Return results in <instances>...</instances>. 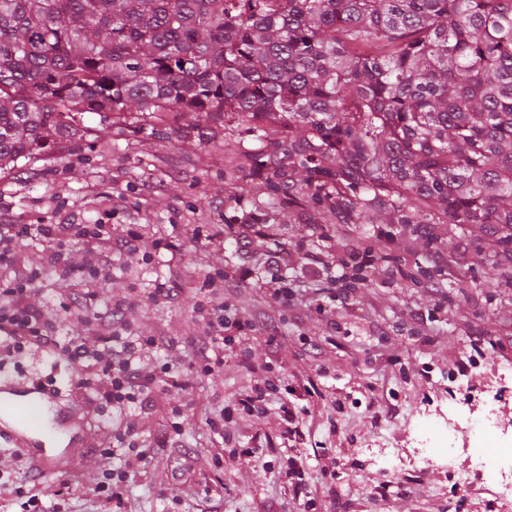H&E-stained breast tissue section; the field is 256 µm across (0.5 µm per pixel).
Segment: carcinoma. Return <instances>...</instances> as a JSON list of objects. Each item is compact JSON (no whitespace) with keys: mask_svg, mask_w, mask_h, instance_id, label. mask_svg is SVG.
Wrapping results in <instances>:
<instances>
[{"mask_svg":"<svg viewBox=\"0 0 512 512\" xmlns=\"http://www.w3.org/2000/svg\"><path fill=\"white\" fill-rule=\"evenodd\" d=\"M86 112L230 117L267 204L476 224L512 285V0H0V170Z\"/></svg>","mask_w":512,"mask_h":512,"instance_id":"cac0c4a2","label":"carcinoma"}]
</instances>
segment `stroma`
Returning a JSON list of instances; mask_svg holds the SVG:
<instances>
[{
    "instance_id": "35a3bbf8",
    "label": "stroma",
    "mask_w": 512,
    "mask_h": 512,
    "mask_svg": "<svg viewBox=\"0 0 512 512\" xmlns=\"http://www.w3.org/2000/svg\"><path fill=\"white\" fill-rule=\"evenodd\" d=\"M81 123L90 129L86 139L43 152L23 171H0V224H108L116 232L134 230L136 252L113 254L110 276L80 287L44 267L43 245L35 241L14 268L0 271V280L40 269L30 301L63 336L69 331L63 305L77 291L98 314L125 294L142 295L126 335L162 328L172 335L149 357L168 364L186 387L168 390V408L127 411L140 444L167 464L129 478L125 512H302L304 491L288 475L292 457L309 483L324 487L316 512H505L489 479L477 481L478 498L461 503L451 495L447 470L414 454L419 435L436 436L449 399L463 386L469 399L462 409L474 417L484 396L503 388L498 419L512 435V377L501 379L498 371L503 356L512 354V288L493 287L480 230H456L438 247L434 275L444 284L438 294L406 275L428 264L420 242L405 225H384L385 237L374 246L393 262H376L366 284L345 295L343 263L374 225L339 224L284 198L266 207L265 186L242 148L225 143L222 127L197 123L191 113L168 118L153 135L101 124L92 112ZM274 266L288 283L289 299L270 334L254 302L266 295ZM219 271L244 279L240 297L224 300L231 325L224 363L203 376L192 371L204 334L195 306L208 277ZM162 283L181 288L178 304L150 299ZM275 338L285 351L274 352ZM476 340L484 341L485 358L450 373L449 349L466 351ZM298 373L304 385L296 384ZM1 378L40 383L79 414L71 434L54 439L60 472L36 478L28 455L0 447V482L19 487L39 480L44 512H112L109 492L86 479L101 463L98 444L114 419L111 408L99 406L103 385L95 369L48 352L9 357L0 351ZM268 378L278 390L266 414L238 416L230 438H220L211 418ZM381 387L395 402L376 419L370 404ZM311 403L332 426L286 435L283 406ZM178 417L181 434H168ZM220 445L253 455L222 470L213 459ZM188 453L200 475L189 489L180 477Z\"/></svg>"
}]
</instances>
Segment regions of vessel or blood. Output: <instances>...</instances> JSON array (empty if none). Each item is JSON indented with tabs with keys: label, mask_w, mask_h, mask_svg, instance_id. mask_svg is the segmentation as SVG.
Returning <instances> with one entry per match:
<instances>
[{
	"label": "vessel or blood",
	"mask_w": 512,
	"mask_h": 512,
	"mask_svg": "<svg viewBox=\"0 0 512 512\" xmlns=\"http://www.w3.org/2000/svg\"><path fill=\"white\" fill-rule=\"evenodd\" d=\"M9 415L12 427L0 428V442L14 447L32 446L34 435L62 429L65 418L53 408L52 398L36 388L0 382V415Z\"/></svg>",
	"instance_id": "vessel-or-blood-1"
}]
</instances>
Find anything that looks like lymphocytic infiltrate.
<instances>
[{
    "label": "lymphocytic infiltrate",
    "instance_id": "1",
    "mask_svg": "<svg viewBox=\"0 0 512 512\" xmlns=\"http://www.w3.org/2000/svg\"><path fill=\"white\" fill-rule=\"evenodd\" d=\"M45 242L46 267L62 270L71 279L88 283L107 270V261L113 253L133 251L137 237L129 230L113 233L107 224H0V268L13 266L18 258L16 248L27 239ZM85 245L88 252L98 257L97 263L70 264L67 245L71 241ZM38 274L26 275L0 284V333L5 334L10 348L21 351L28 346L46 348L63 355L73 365L95 367L106 383L105 401L114 408L125 409L157 406L168 379V366H146V350L167 342L166 332L155 336H126L122 329L127 315L136 301L123 297L113 302L106 317L91 314L85 302L71 301L64 307L73 324L70 336H57L56 327L43 312L30 304L29 297ZM238 279L216 272L207 283L205 295L197 304V311L205 324L206 336L199 348L197 373L210 375L224 359V297L235 294ZM137 425L125 423L112 433L111 441L101 444L102 457H110L112 441L127 443L128 454L123 466L102 468L89 473L88 480L97 487L110 490L113 502H121L122 490L135 470L150 464L149 449L138 447Z\"/></svg>",
    "mask_w": 512,
    "mask_h": 512
}]
</instances>
